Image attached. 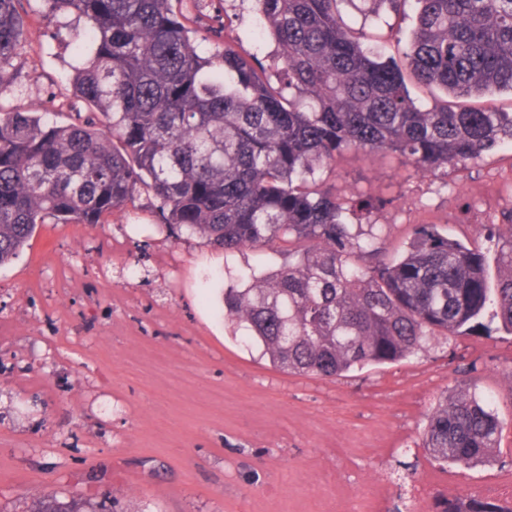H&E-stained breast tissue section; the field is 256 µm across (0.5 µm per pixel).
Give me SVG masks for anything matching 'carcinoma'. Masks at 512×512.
<instances>
[{"label":"carcinoma","mask_w":512,"mask_h":512,"mask_svg":"<svg viewBox=\"0 0 512 512\" xmlns=\"http://www.w3.org/2000/svg\"><path fill=\"white\" fill-rule=\"evenodd\" d=\"M56 35L73 45L69 124L0 106V266L36 226L98 224L153 198L157 222L224 255L274 249L224 289V317L262 356L292 373L340 377L398 362L440 336L512 335V221L495 224L494 258L434 224H418L403 254L382 257L375 224L315 174L347 151L397 154L425 172L464 166L512 143V111L461 103L512 93V0H414L400 60L347 25L349 0H255L269 65L232 47L207 57L224 27L190 28L183 0H43ZM398 12L406 0H363ZM25 48L24 0H0V88ZM436 89L417 102L405 81ZM276 78L272 85L270 78ZM504 422L466 380L428 416L425 448L471 468L500 452ZM81 495L43 494L27 512H105ZM434 512H512L451 495Z\"/></svg>","instance_id":"cac0c4a2"}]
</instances>
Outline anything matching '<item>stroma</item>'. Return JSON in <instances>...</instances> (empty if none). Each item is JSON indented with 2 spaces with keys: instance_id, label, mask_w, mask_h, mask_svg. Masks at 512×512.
I'll list each match as a JSON object with an SVG mask.
<instances>
[{
  "instance_id": "1",
  "label": "stroma",
  "mask_w": 512,
  "mask_h": 512,
  "mask_svg": "<svg viewBox=\"0 0 512 512\" xmlns=\"http://www.w3.org/2000/svg\"><path fill=\"white\" fill-rule=\"evenodd\" d=\"M224 38L265 56L253 0H226ZM386 55L407 40L405 11L344 6ZM73 49L54 37L41 0L27 6L24 55L0 103L73 119ZM322 180L338 196L379 198L358 214L382 228L394 256L417 224L485 243L512 219V143L467 166L421 173L394 154L349 152ZM259 252L225 256L158 224L146 195L97 224H40L0 267V512H25L41 492L110 496L121 512H366L388 460L389 507L413 486L428 503L481 495L512 472V336L438 339L423 353L328 379L275 367L224 319L232 274ZM493 396L506 428L499 457L456 469L417 455L427 417L464 375Z\"/></svg>"
}]
</instances>
